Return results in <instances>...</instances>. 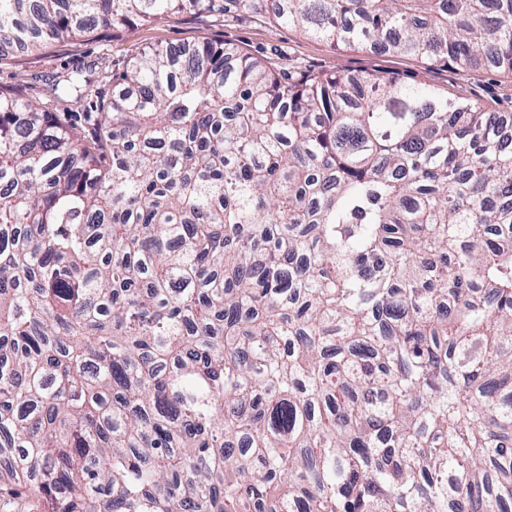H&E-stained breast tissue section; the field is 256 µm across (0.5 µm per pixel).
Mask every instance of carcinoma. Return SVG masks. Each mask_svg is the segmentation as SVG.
<instances>
[{
  "mask_svg": "<svg viewBox=\"0 0 512 512\" xmlns=\"http://www.w3.org/2000/svg\"><path fill=\"white\" fill-rule=\"evenodd\" d=\"M226 0H0V57ZM334 48L512 71V0H243ZM0 89V506L504 512L512 137L226 43Z\"/></svg>",
  "mask_w": 512,
  "mask_h": 512,
  "instance_id": "1",
  "label": "carcinoma"
}]
</instances>
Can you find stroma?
<instances>
[{
	"mask_svg": "<svg viewBox=\"0 0 512 512\" xmlns=\"http://www.w3.org/2000/svg\"><path fill=\"white\" fill-rule=\"evenodd\" d=\"M207 41L234 44L251 56L296 78L310 74L342 72L377 73L410 83H423L461 102H474L500 119L512 118V72L458 70L428 65L421 58L370 50L332 48L299 30L269 22L264 16L236 8L219 15L183 12L158 22H138L117 35L103 38L90 33L49 45L42 54H13L0 59V86L25 82L29 92L52 102V78L77 71L95 80L99 98L112 94L104 71H121L131 48L165 47L183 42Z\"/></svg>",
	"mask_w": 512,
	"mask_h": 512,
	"instance_id": "35a3bbf8",
	"label": "stroma"
}]
</instances>
